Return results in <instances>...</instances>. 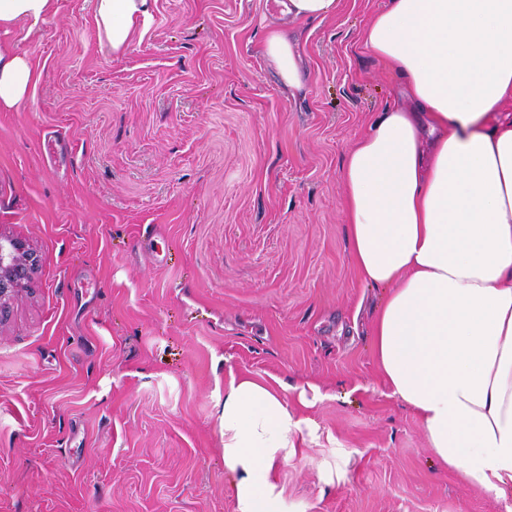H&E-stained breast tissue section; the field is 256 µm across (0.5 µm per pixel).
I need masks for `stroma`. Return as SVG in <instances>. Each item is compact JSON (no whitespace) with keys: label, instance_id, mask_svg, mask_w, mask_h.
<instances>
[{"label":"stroma","instance_id":"1","mask_svg":"<svg viewBox=\"0 0 512 512\" xmlns=\"http://www.w3.org/2000/svg\"><path fill=\"white\" fill-rule=\"evenodd\" d=\"M387 0H157L113 54L95 0L0 27L40 82L0 108V232L39 265L0 319V512H237L230 375L314 384L281 512H505L391 396L343 208L348 151L403 80L361 40ZM285 33L300 87L264 54ZM339 0H287L286 13L295 19H325L336 13Z\"/></svg>","mask_w":512,"mask_h":512}]
</instances>
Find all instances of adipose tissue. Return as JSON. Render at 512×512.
I'll return each mask as SVG.
<instances>
[{
  "label": "adipose tissue",
  "instance_id": "1",
  "mask_svg": "<svg viewBox=\"0 0 512 512\" xmlns=\"http://www.w3.org/2000/svg\"><path fill=\"white\" fill-rule=\"evenodd\" d=\"M156 0H96L125 53ZM363 43L413 109L380 112L348 153L347 229L361 279L388 287L372 334L392 395L471 488L512 500V0H389ZM40 74L0 48V108ZM230 377L224 466L237 512H279L275 466L312 429L299 395Z\"/></svg>",
  "mask_w": 512,
  "mask_h": 512
}]
</instances>
